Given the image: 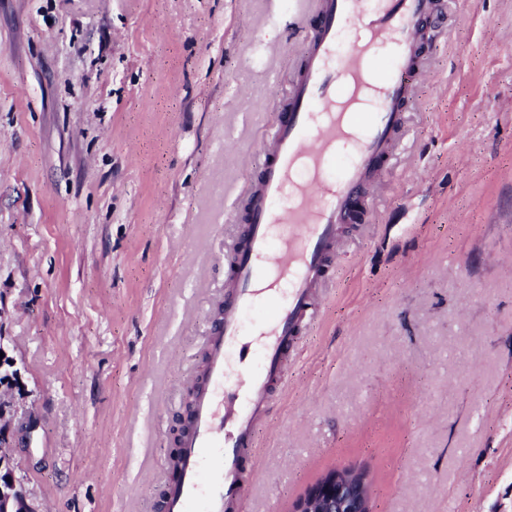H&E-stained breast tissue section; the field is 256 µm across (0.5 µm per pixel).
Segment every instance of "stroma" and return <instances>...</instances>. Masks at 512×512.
Here are the masks:
<instances>
[{
	"label": "stroma",
	"instance_id": "stroma-1",
	"mask_svg": "<svg viewBox=\"0 0 512 512\" xmlns=\"http://www.w3.org/2000/svg\"><path fill=\"white\" fill-rule=\"evenodd\" d=\"M369 223L234 512L367 466L374 512H512V0H434ZM316 0H0V352L34 512H161Z\"/></svg>",
	"mask_w": 512,
	"mask_h": 512
}]
</instances>
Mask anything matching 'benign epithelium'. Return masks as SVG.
Instances as JSON below:
<instances>
[{
	"label": "benign epithelium",
	"instance_id": "1",
	"mask_svg": "<svg viewBox=\"0 0 512 512\" xmlns=\"http://www.w3.org/2000/svg\"><path fill=\"white\" fill-rule=\"evenodd\" d=\"M15 435L0 427V512H33L26 491L16 476ZM373 492L356 467L324 473L293 504L292 512H373Z\"/></svg>",
	"mask_w": 512,
	"mask_h": 512
}]
</instances>
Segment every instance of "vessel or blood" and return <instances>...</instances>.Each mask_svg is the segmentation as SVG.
Masks as SVG:
<instances>
[{
    "label": "vessel or blood",
    "instance_id": "vessel-or-blood-1",
    "mask_svg": "<svg viewBox=\"0 0 512 512\" xmlns=\"http://www.w3.org/2000/svg\"><path fill=\"white\" fill-rule=\"evenodd\" d=\"M319 25L271 136L250 194L248 237L235 250L233 303L206 339L205 381L180 440L178 475L165 512H227L242 488L250 433L315 296L329 278L341 224L350 221L376 168L387 165L422 70L418 37L430 0H317ZM356 37L340 53L344 32ZM349 159L339 162L340 150ZM275 301L253 336L242 317Z\"/></svg>",
    "mask_w": 512,
    "mask_h": 512
}]
</instances>
